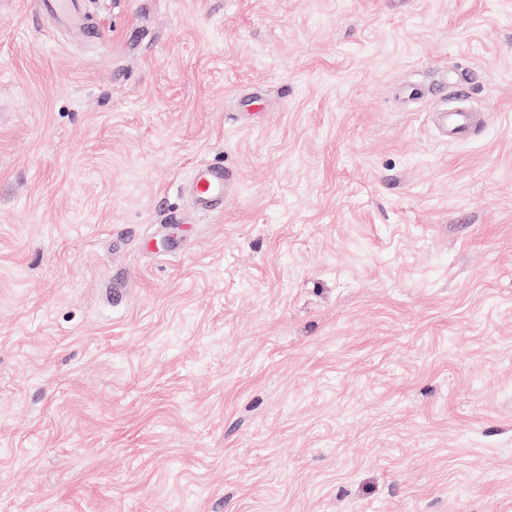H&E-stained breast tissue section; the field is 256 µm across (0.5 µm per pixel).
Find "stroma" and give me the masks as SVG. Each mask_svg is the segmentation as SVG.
Segmentation results:
<instances>
[{
  "label": "stroma",
  "instance_id": "1",
  "mask_svg": "<svg viewBox=\"0 0 512 512\" xmlns=\"http://www.w3.org/2000/svg\"><path fill=\"white\" fill-rule=\"evenodd\" d=\"M89 8L0 0V512H512V0ZM41 13L52 15L61 25L82 28L84 17L78 0H36ZM448 123L455 136L463 138L471 135L481 123V114L466 108L448 112ZM232 182V175L222 166L200 163L189 182V193L195 208L215 212L224 206V191Z\"/></svg>",
  "mask_w": 512,
  "mask_h": 512
}]
</instances>
